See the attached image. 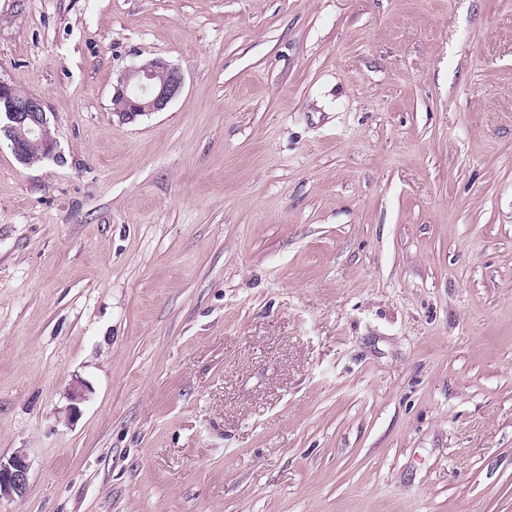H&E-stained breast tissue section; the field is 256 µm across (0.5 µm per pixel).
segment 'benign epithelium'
<instances>
[{
  "instance_id": "1",
  "label": "benign epithelium",
  "mask_w": 512,
  "mask_h": 512,
  "mask_svg": "<svg viewBox=\"0 0 512 512\" xmlns=\"http://www.w3.org/2000/svg\"><path fill=\"white\" fill-rule=\"evenodd\" d=\"M184 78L174 66L153 59L127 70L115 93L123 102L116 115L123 121L165 110L183 90ZM6 139L15 157L29 164L33 144L41 148L40 159L56 156L47 112L42 101L18 86L0 79V139ZM29 479V464L22 451L7 460L0 458V499L20 495Z\"/></svg>"
}]
</instances>
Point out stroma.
<instances>
[{
	"instance_id": "stroma-1",
	"label": "stroma",
	"mask_w": 512,
	"mask_h": 512,
	"mask_svg": "<svg viewBox=\"0 0 512 512\" xmlns=\"http://www.w3.org/2000/svg\"><path fill=\"white\" fill-rule=\"evenodd\" d=\"M0 79V512H512V0H0ZM183 85L181 72L161 59L129 69L115 93V100L123 102L115 114L122 121H134L161 112L181 95ZM2 138L10 142L15 157L26 165H31L28 156L35 143L41 148V161L56 155V144L42 101L0 79V141ZM29 479V464L22 451L4 461L0 457V499L21 495Z\"/></svg>"
}]
</instances>
